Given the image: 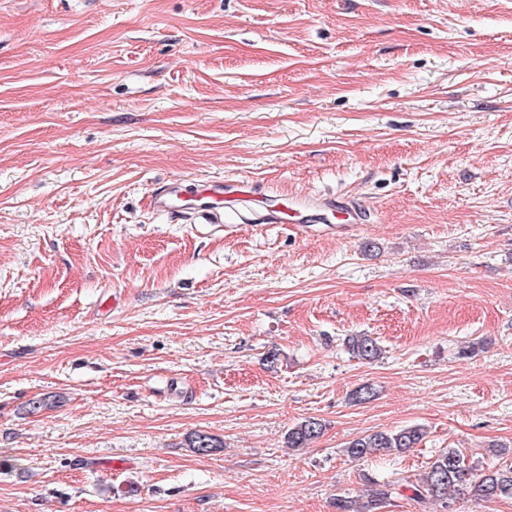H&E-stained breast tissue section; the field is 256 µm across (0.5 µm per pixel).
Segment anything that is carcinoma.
Listing matches in <instances>:
<instances>
[{"instance_id":"cac0c4a2","label":"carcinoma","mask_w":512,"mask_h":512,"mask_svg":"<svg viewBox=\"0 0 512 512\" xmlns=\"http://www.w3.org/2000/svg\"><path fill=\"white\" fill-rule=\"evenodd\" d=\"M347 350L362 360H376L383 354L377 338L366 333L344 339ZM324 424L316 418H307L288 429L286 442L290 448H304L319 438ZM427 435L422 425H409L396 430H377L360 435L346 445L347 455L363 460L380 452L402 453L420 444ZM189 447L198 454H209L222 447L221 441L205 431L189 436ZM476 466L467 460L458 448L442 450L431 462L426 475L412 485L413 496L420 503L435 501L454 504L465 496L481 501L512 498V464L500 465L473 477ZM366 501L357 504L351 500H336V512H381L391 500V485L378 480H368Z\"/></svg>"}]
</instances>
